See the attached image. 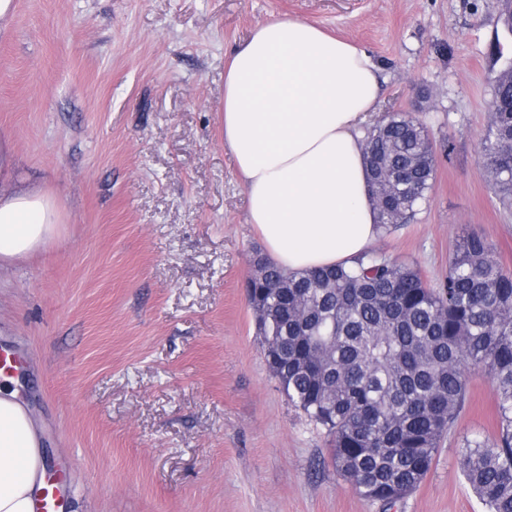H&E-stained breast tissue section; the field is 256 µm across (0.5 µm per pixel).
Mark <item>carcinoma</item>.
I'll return each mask as SVG.
<instances>
[{
    "label": "carcinoma",
    "instance_id": "obj_1",
    "mask_svg": "<svg viewBox=\"0 0 512 512\" xmlns=\"http://www.w3.org/2000/svg\"><path fill=\"white\" fill-rule=\"evenodd\" d=\"M493 95L512 98L506 79ZM372 193L384 233L427 199L436 159L429 131L403 112L367 129ZM483 168L512 204V112H494ZM477 234L463 236L437 288L408 261L373 251L354 265L288 272L253 257L249 304L278 346L268 368L288 401L331 436L337 472L365 499L390 506L430 470L468 392V372L487 376L499 435L466 440L462 473L488 512H512V269Z\"/></svg>",
    "mask_w": 512,
    "mask_h": 512
}]
</instances>
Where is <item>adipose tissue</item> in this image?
<instances>
[{
    "label": "adipose tissue",
    "instance_id": "adipose-tissue-1",
    "mask_svg": "<svg viewBox=\"0 0 512 512\" xmlns=\"http://www.w3.org/2000/svg\"><path fill=\"white\" fill-rule=\"evenodd\" d=\"M381 79L367 50L299 19L258 24L224 66V143L249 222L290 271L351 263L379 235L363 127ZM59 226L38 189L0 191V264L36 253ZM45 468L20 379L0 370V512H33Z\"/></svg>",
    "mask_w": 512,
    "mask_h": 512
}]
</instances>
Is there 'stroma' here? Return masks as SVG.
Wrapping results in <instances>:
<instances>
[{
    "mask_svg": "<svg viewBox=\"0 0 512 512\" xmlns=\"http://www.w3.org/2000/svg\"><path fill=\"white\" fill-rule=\"evenodd\" d=\"M0 33V141L59 232L0 267V348L22 368L68 512H485L459 452L498 433L484 374L422 483L392 507L336 471L326 430L270 374L245 284L261 249L224 145V58L270 19L356 41L382 111L418 116L437 170L374 250L431 286L483 235L512 268V207L482 166L500 0H15Z\"/></svg>",
    "mask_w": 512,
    "mask_h": 512,
    "instance_id": "1",
    "label": "stroma"
}]
</instances>
